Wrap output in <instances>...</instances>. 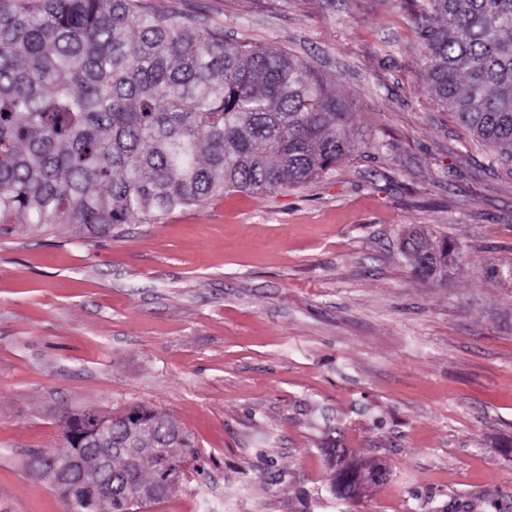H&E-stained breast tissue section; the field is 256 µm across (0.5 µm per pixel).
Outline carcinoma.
I'll return each mask as SVG.
<instances>
[{"label": "carcinoma", "mask_w": 512, "mask_h": 512, "mask_svg": "<svg viewBox=\"0 0 512 512\" xmlns=\"http://www.w3.org/2000/svg\"><path fill=\"white\" fill-rule=\"evenodd\" d=\"M427 86L497 161L512 164V0H427L420 14ZM351 113L323 74L147 0H0V237L28 227L110 235L156 224L226 191L300 187L342 162ZM460 245L408 238L421 272L448 271ZM135 416L61 413L63 449L42 460H107L112 480L87 489L93 512H134L127 497L156 482L154 455L182 477L190 434L147 406ZM112 419V430H96ZM359 462L332 466L345 498Z\"/></svg>", "instance_id": "carcinoma-1"}]
</instances>
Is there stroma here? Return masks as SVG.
Instances as JSON below:
<instances>
[{
	"label": "stroma",
	"instance_id": "35a3bbf8",
	"mask_svg": "<svg viewBox=\"0 0 512 512\" xmlns=\"http://www.w3.org/2000/svg\"><path fill=\"white\" fill-rule=\"evenodd\" d=\"M305 58L352 150L112 235L0 238V512H65L25 464L60 411L168 413L198 452L145 512H512V171L426 88V0H151ZM459 243L447 285L402 255ZM391 466L336 497L326 441Z\"/></svg>",
	"mask_w": 512,
	"mask_h": 512
}]
</instances>
